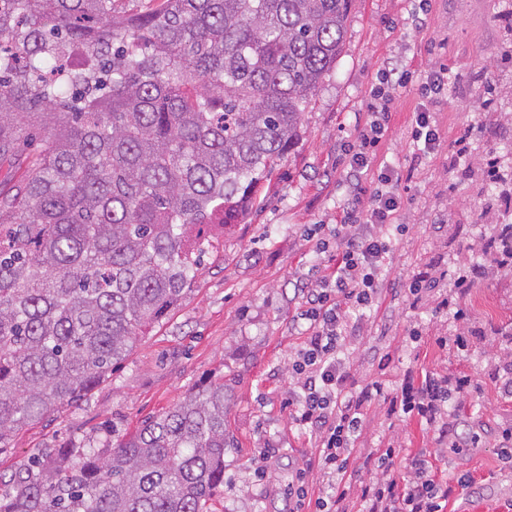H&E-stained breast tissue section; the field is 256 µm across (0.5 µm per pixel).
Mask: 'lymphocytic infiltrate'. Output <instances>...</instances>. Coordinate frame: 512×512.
<instances>
[{
  "label": "lymphocytic infiltrate",
  "instance_id": "lymphocytic-infiltrate-1",
  "mask_svg": "<svg viewBox=\"0 0 512 512\" xmlns=\"http://www.w3.org/2000/svg\"><path fill=\"white\" fill-rule=\"evenodd\" d=\"M447 68L433 67L424 72L421 102L414 114L412 139L419 155L437 153L440 132L431 108L448 88ZM407 85V73L399 68L386 71L383 86L369 105L370 120L359 133L349 166L350 176L361 179L375 171L382 189L370 198L354 194L343 209L344 222L336 227V252L330 255L331 272L320 279L299 284L303 298L302 320L308 324L304 346L291 363L289 394L293 401L292 419L315 438V454L307 459L288 485L289 512H304L313 503L314 512H345L350 495H357L362 512H443L442 504L464 483L463 478L437 475L426 455H417L405 466L404 476L391 474L399 451L380 449L374 459L377 476L350 490L343 477L351 451L362 430L365 407L375 400L388 405L389 414H408L438 435V443L461 448L467 433L449 434L450 402L471 384L470 377H450L437 372L407 370L401 387L385 393L379 381L355 383L347 345L356 342L363 331V310L376 302L383 275L389 265L393 234L403 232L395 221L402 208L397 190L400 181L393 165L373 168V150L388 130L394 93ZM323 471L331 495L309 499L307 469Z\"/></svg>",
  "mask_w": 512,
  "mask_h": 512
}]
</instances>
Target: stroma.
<instances>
[{
	"label": "stroma",
	"instance_id": "1",
	"mask_svg": "<svg viewBox=\"0 0 512 512\" xmlns=\"http://www.w3.org/2000/svg\"><path fill=\"white\" fill-rule=\"evenodd\" d=\"M506 0H353L343 47L334 70L303 114L301 137L263 181L259 206L227 225L216 256L206 257L191 292L149 336L139 340L111 376L86 399L61 405L42 421L17 432L0 450V473H11L42 450L69 441L109 452L114 435L134 430L162 413L196 385L223 379L228 395L224 484L209 512H288V485L314 453V440L292 421L288 405L289 360L304 340L296 325L299 277L328 273L315 257L311 230L332 238L351 193L346 178L348 146L367 120L381 86L383 64L401 59L414 78L399 89L389 130L375 164L399 170L404 234L391 242V263L381 295L366 311L362 337L347 350L355 382L376 380L396 389L406 370L468 374L472 384L457 395L450 428L463 429L468 448L439 455L444 474L469 477L445 512H512V465L499 455L501 433L512 426V398L499 372L512 359V271L486 267L465 295L452 278L439 287L409 291L420 272L452 271L481 262L482 245L496 212L479 193L477 164L498 140L478 133L476 100L500 99L512 89L501 77L512 72L500 53L512 45ZM447 66L451 86L433 106L441 133L434 155L417 158L411 138L419 103L415 80L429 67ZM470 152L457 158V142ZM458 303L454 316L437 308ZM463 336L457 347L455 336ZM445 336L447 348L436 340ZM399 448L393 472L422 451H435L434 437L411 417L388 415L383 402L364 412L347 481L369 479L366 455ZM267 458H260L261 449Z\"/></svg>",
	"mask_w": 512,
	"mask_h": 512
}]
</instances>
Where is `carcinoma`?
Segmentation results:
<instances>
[{
    "label": "carcinoma",
    "instance_id": "1",
    "mask_svg": "<svg viewBox=\"0 0 512 512\" xmlns=\"http://www.w3.org/2000/svg\"><path fill=\"white\" fill-rule=\"evenodd\" d=\"M352 0H0V448L76 403L175 310L299 140ZM512 142V123L485 113ZM481 192L512 203V156ZM490 260L512 268V211ZM227 395L203 382L102 455L65 444L7 478L0 512H208ZM30 151V148L21 143L18 155L1 163L0 181L2 186L8 185L7 187H9L24 177L27 169V157Z\"/></svg>",
    "mask_w": 512,
    "mask_h": 512
}]
</instances>
